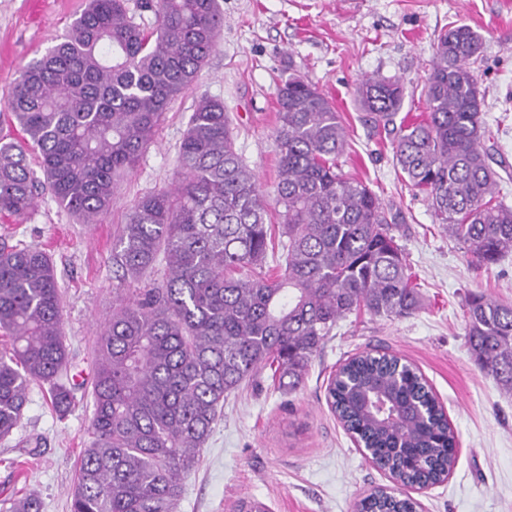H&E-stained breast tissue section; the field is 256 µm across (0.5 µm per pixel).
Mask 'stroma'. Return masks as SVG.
<instances>
[{
  "instance_id": "35a3bbf8",
  "label": "stroma",
  "mask_w": 512,
  "mask_h": 512,
  "mask_svg": "<svg viewBox=\"0 0 512 512\" xmlns=\"http://www.w3.org/2000/svg\"><path fill=\"white\" fill-rule=\"evenodd\" d=\"M224 27L201 72L200 90L223 100L236 147L274 197L277 88L306 77L333 104L351 134L339 168L367 184L393 216L422 305L404 317L362 312L338 322L305 377L288 395L265 369L224 403L198 469L184 482L179 512H237L256 501L267 512H356L371 490L390 484L371 465L327 403L336 369L356 354L385 349L417 366L444 405L457 436L447 481L415 494L418 512H512V396L482 373L465 341L464 305L472 294L512 304V256L490 267L470 263L438 224L425 195L396 166L392 137L355 101L367 76L400 78L398 119L426 115L424 86L439 36L465 24L484 39L474 65L485 99L490 143L503 160L500 196L512 206V0H219ZM86 0H0V134L15 135L6 96L20 71L56 45ZM172 101L138 167L120 185L109 212L78 223L50 197L0 235L45 249L62 291L64 334L75 365V406L55 414L46 389L32 386L20 426L0 441V500L37 495L43 512H69L83 448L91 440L90 382L95 342L112 313V238L133 202L169 187L175 157L197 98ZM41 453L24 468V440Z\"/></svg>"
}]
</instances>
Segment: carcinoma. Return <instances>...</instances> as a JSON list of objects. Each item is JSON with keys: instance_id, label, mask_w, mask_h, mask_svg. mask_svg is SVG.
<instances>
[{"instance_id": "obj_1", "label": "carcinoma", "mask_w": 512, "mask_h": 512, "mask_svg": "<svg viewBox=\"0 0 512 512\" xmlns=\"http://www.w3.org/2000/svg\"><path fill=\"white\" fill-rule=\"evenodd\" d=\"M88 0L61 41L15 80L7 108L20 138L0 137V219L34 211L42 191L84 224L106 214L139 165L171 101L194 89L224 19L218 0ZM483 40L441 34L424 88L427 120L400 128L396 164L436 219L482 267L512 253V207L498 200L484 148V97L471 68ZM361 109L387 127L404 101L398 78H365ZM278 183L261 192L236 148L224 101L200 95L180 141L174 182L130 207L112 241V316L100 331L83 450L69 512H178L185 478L224 410V396L270 367L299 392L336 323L362 310L402 317L421 304L378 197L344 177L349 134L331 102L300 76L278 88ZM37 154L42 177L28 155ZM278 207L281 261L273 251ZM62 294L50 256L0 242V439L19 426L30 385L48 386L60 418L74 404ZM466 343L480 371L512 394V304L465 305ZM381 392L400 409L384 425L367 407ZM331 409L383 467L408 483H441L455 434L431 387L394 355L346 360L328 385ZM377 489L358 512H417ZM0 512H42L35 495Z\"/></svg>"}]
</instances>
